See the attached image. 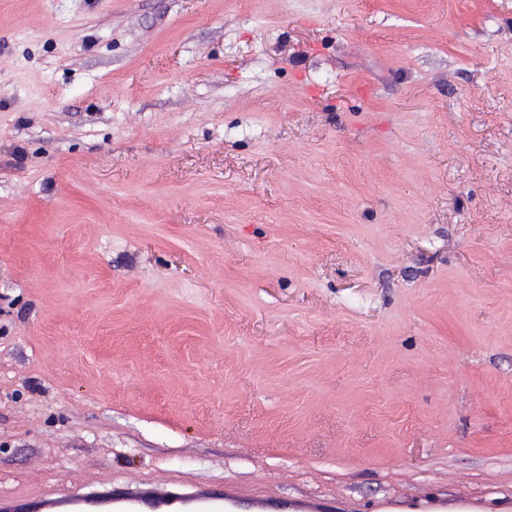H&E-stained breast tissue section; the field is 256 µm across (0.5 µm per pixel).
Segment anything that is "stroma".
Instances as JSON below:
<instances>
[{
    "label": "stroma",
    "mask_w": 512,
    "mask_h": 512,
    "mask_svg": "<svg viewBox=\"0 0 512 512\" xmlns=\"http://www.w3.org/2000/svg\"><path fill=\"white\" fill-rule=\"evenodd\" d=\"M512 512V0H0V506Z\"/></svg>",
    "instance_id": "stroma-1"
}]
</instances>
